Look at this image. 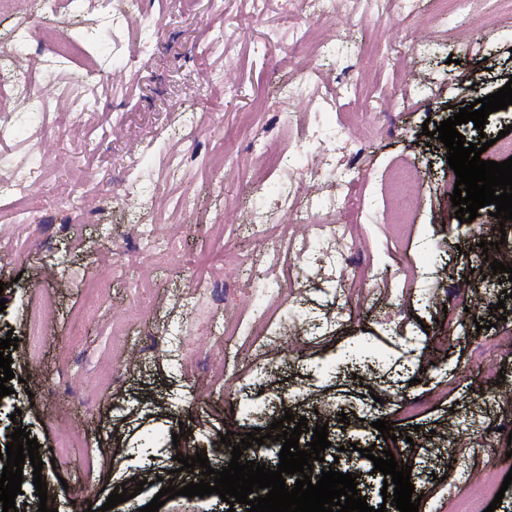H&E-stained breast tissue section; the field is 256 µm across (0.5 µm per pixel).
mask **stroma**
I'll return each instance as SVG.
<instances>
[{"label":"stroma","instance_id":"1","mask_svg":"<svg viewBox=\"0 0 512 512\" xmlns=\"http://www.w3.org/2000/svg\"><path fill=\"white\" fill-rule=\"evenodd\" d=\"M112 6L122 18V0ZM21 21L41 60L74 29L99 27L91 8L51 18L40 0H0V44ZM273 28L282 42H267ZM105 40L113 62L79 124L37 147L35 126L0 111L19 160L53 167L29 190L26 222L0 206V338L19 339L0 453L15 426L37 439L48 508L97 510L134 478L143 490L112 512H138L163 476L178 488L195 481L177 448L206 451L219 470L231 460L226 429L236 445L288 411L327 424L321 469L368 475L371 507L397 512L372 463L388 447L379 419L413 440L419 512H455L476 482L501 485L512 471L501 453L512 438V298L486 262L512 267V222L485 208L460 222L447 149L420 133L512 80V13L474 0L459 27L431 0H326L316 11L300 0H141ZM287 83L295 97H281ZM301 131L299 163L283 178L268 172L271 151ZM139 166L144 187L116 198ZM402 168L417 182L413 223L399 229L389 184ZM271 184L298 205L279 226L264 221L279 196L251 204ZM186 194L196 209L178 210ZM321 220L346 226V243L329 245ZM38 293L52 304L33 331L26 309ZM271 311L280 333L261 352L211 330ZM458 320L464 333L441 344ZM488 368L501 383L484 378ZM484 401L471 423L470 406ZM66 429L82 440L53 458ZM439 434L454 453L433 452Z\"/></svg>","mask_w":512,"mask_h":512}]
</instances>
